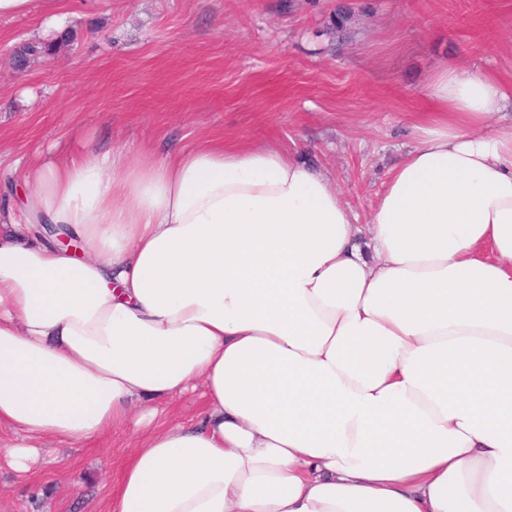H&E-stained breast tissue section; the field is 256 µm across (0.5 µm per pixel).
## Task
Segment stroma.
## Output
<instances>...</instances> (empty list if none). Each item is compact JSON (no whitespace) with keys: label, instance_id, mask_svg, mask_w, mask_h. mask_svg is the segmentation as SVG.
I'll return each instance as SVG.
<instances>
[{"label":"stroma","instance_id":"1","mask_svg":"<svg viewBox=\"0 0 512 512\" xmlns=\"http://www.w3.org/2000/svg\"><path fill=\"white\" fill-rule=\"evenodd\" d=\"M51 12L67 38L15 68ZM450 61L512 86V0H35L0 21V168L81 137L137 160L218 135L297 153L364 224L426 78ZM132 451L119 428L53 445L26 479L0 457V512H105Z\"/></svg>","mask_w":512,"mask_h":512}]
</instances>
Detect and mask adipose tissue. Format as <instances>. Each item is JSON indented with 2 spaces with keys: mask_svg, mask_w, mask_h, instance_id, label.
<instances>
[{
  "mask_svg": "<svg viewBox=\"0 0 512 512\" xmlns=\"http://www.w3.org/2000/svg\"><path fill=\"white\" fill-rule=\"evenodd\" d=\"M422 96L365 224L272 146L28 162L0 210L9 467L132 423L108 512H512V91L452 62ZM201 401L197 402H175L166 407L158 419L162 423H172L177 421H186L193 418L199 408Z\"/></svg>",
  "mask_w": 512,
  "mask_h": 512,
  "instance_id": "obj_1",
  "label": "adipose tissue"
}]
</instances>
